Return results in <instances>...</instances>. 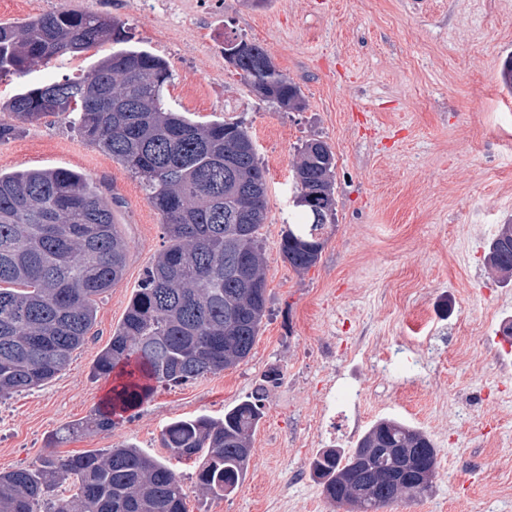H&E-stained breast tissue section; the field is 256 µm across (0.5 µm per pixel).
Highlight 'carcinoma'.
I'll return each mask as SVG.
<instances>
[{"mask_svg": "<svg viewBox=\"0 0 512 512\" xmlns=\"http://www.w3.org/2000/svg\"><path fill=\"white\" fill-rule=\"evenodd\" d=\"M112 43L118 49L82 76L14 95L0 109V142L25 125L63 113L87 143L112 156L142 183L162 219L166 242L136 288L121 323L101 351L96 372H116L110 410L94 413L55 441L112 429L110 413L140 404L148 381L176 386L245 360L267 307L260 238L267 178L240 122L202 124L166 105L172 73L161 57L131 45L126 24L107 14L57 10L0 24V79L38 63L73 57ZM236 65L252 89L282 108L303 106L300 89L276 69L260 45L240 41ZM335 158L319 141L294 164L302 216L280 240L296 271L318 261L324 229L336 221ZM128 244L110 202L68 169L0 171V402L42 387L64 371L96 318V298L124 276ZM487 263L512 277V224L491 240ZM264 416L262 398L224 411L179 419L161 431L170 456L201 458L196 487L228 496L249 468L251 437ZM437 448L424 431L394 418L377 420L345 452H318L310 468L326 499L347 512H379L432 487ZM180 477L164 461L132 445L0 472V512H186Z\"/></svg>", "mask_w": 512, "mask_h": 512, "instance_id": "obj_1", "label": "carcinoma"}]
</instances>
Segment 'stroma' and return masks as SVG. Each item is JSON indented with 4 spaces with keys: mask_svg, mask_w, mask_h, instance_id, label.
Instances as JSON below:
<instances>
[{
    "mask_svg": "<svg viewBox=\"0 0 512 512\" xmlns=\"http://www.w3.org/2000/svg\"><path fill=\"white\" fill-rule=\"evenodd\" d=\"M112 15L133 45L164 58L168 106L191 120L242 123L267 170V313L249 357L182 386H159L112 428L51 438L100 410L112 379L95 372L132 292L164 242L139 182L50 117L0 142V170L63 168L112 203L128 244L125 273L66 370L0 403V472L132 443L165 456L176 419L223 416L266 385L243 483L201 495L197 460L177 463L187 512H334L310 462L354 448L384 417L425 431L438 450L431 489L382 512H512V280L485 262L512 221V0H0V23L60 9ZM262 45L304 99L298 111L259 98L224 56L227 41ZM97 50L0 80V104L65 74ZM334 153L336 222L317 263L284 261L296 212L298 150ZM277 371L279 381L265 377Z\"/></svg>",
    "mask_w": 512,
    "mask_h": 512,
    "instance_id": "obj_1",
    "label": "stroma"
}]
</instances>
